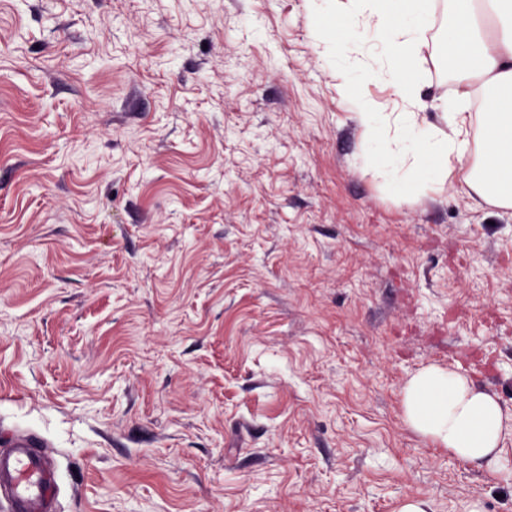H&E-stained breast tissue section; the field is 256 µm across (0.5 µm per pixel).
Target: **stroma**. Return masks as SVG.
<instances>
[{
    "mask_svg": "<svg viewBox=\"0 0 512 512\" xmlns=\"http://www.w3.org/2000/svg\"><path fill=\"white\" fill-rule=\"evenodd\" d=\"M313 22L0 0V430L47 442L56 512H512L401 412L430 366L512 409V209L400 200Z\"/></svg>",
    "mask_w": 512,
    "mask_h": 512,
    "instance_id": "35a3bbf8",
    "label": "stroma"
}]
</instances>
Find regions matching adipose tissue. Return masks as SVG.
Returning a JSON list of instances; mask_svg holds the SVG:
<instances>
[{"mask_svg": "<svg viewBox=\"0 0 512 512\" xmlns=\"http://www.w3.org/2000/svg\"><path fill=\"white\" fill-rule=\"evenodd\" d=\"M356 22L343 37L313 28L327 51L343 54L362 45L378 46L382 72L358 70L360 83L384 78L402 110L377 112L365 99L354 105V119L370 145L367 162L383 168L398 188L434 194L461 172L472 127L466 104L477 89L490 103L484 113L481 156L464 184L469 193L504 209L512 208V0H351ZM446 20L445 49L452 59L455 96L441 100L448 122L439 129L427 121L428 103L412 80L424 44V31L435 15ZM403 419L413 431L447 450L449 457L487 471L512 476L504 444L512 439V412L496 395L465 374L430 366L406 384Z\"/></svg>", "mask_w": 512, "mask_h": 512, "instance_id": "obj_1", "label": "adipose tissue"}]
</instances>
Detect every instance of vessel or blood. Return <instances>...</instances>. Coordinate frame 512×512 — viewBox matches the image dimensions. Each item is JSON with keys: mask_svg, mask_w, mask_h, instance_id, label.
<instances>
[{"mask_svg": "<svg viewBox=\"0 0 512 512\" xmlns=\"http://www.w3.org/2000/svg\"><path fill=\"white\" fill-rule=\"evenodd\" d=\"M38 436H8L0 450V512H52L57 495L54 467Z\"/></svg>", "mask_w": 512, "mask_h": 512, "instance_id": "1", "label": "vessel or blood"}]
</instances>
